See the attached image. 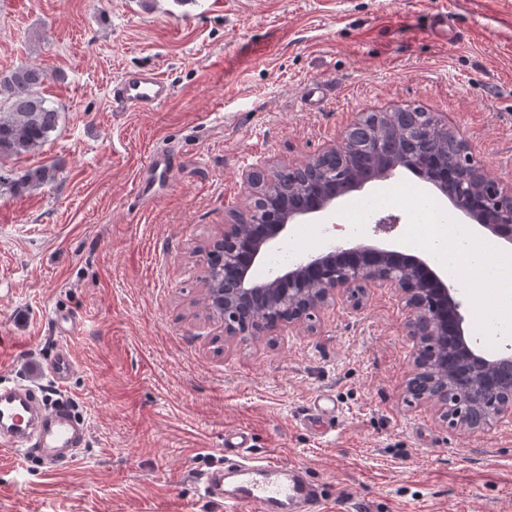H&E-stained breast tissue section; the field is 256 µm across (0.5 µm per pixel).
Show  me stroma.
Returning <instances> with one entry per match:
<instances>
[{"label": "stroma", "instance_id": "1", "mask_svg": "<svg viewBox=\"0 0 512 512\" xmlns=\"http://www.w3.org/2000/svg\"><path fill=\"white\" fill-rule=\"evenodd\" d=\"M439 11L455 19L445 36ZM20 65L51 73L42 93L61 118L5 164L57 176L22 197L0 190V383L67 398L90 437L53 472L0 447V512H225L196 478L237 431L249 455L303 467L325 512H512V421L462 433L406 400L414 343L396 293L230 346L203 300L211 243L243 208L242 170L303 160L360 113L422 107L512 184V0H0V75ZM140 68L172 82L165 105L113 103V82ZM317 81L328 91L313 105ZM158 146L178 162L140 205ZM401 184L437 194L403 169L290 241L320 250L352 205ZM407 228L399 210L360 239L426 253ZM59 346L77 362L62 388L45 371ZM319 395L338 410L323 435L304 421Z\"/></svg>", "mask_w": 512, "mask_h": 512}]
</instances>
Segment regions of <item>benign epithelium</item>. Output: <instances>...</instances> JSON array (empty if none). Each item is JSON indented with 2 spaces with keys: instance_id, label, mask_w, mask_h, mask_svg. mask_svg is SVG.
I'll use <instances>...</instances> for the list:
<instances>
[{
  "instance_id": "obj_1",
  "label": "benign epithelium",
  "mask_w": 512,
  "mask_h": 512,
  "mask_svg": "<svg viewBox=\"0 0 512 512\" xmlns=\"http://www.w3.org/2000/svg\"><path fill=\"white\" fill-rule=\"evenodd\" d=\"M418 117L417 112H363L340 141L299 164L244 169L245 213H254L267 197L279 199L280 205L269 224H242L235 218L224 225L210 250L212 256L222 255L224 263L208 266L204 300L207 310L224 320L229 343L246 335L262 339L263 330L283 321L285 313L288 325H305L312 313L339 301L359 308L370 288H391L408 310L406 335L415 343L406 395L430 405L453 429L484 431L512 419V345L493 357L485 355L478 338L466 335L455 289L440 275L426 274L424 258L405 257L378 244L348 248L334 240L323 252L274 268L262 280L251 274L269 252L280 248L291 226L310 214L332 211L337 199L363 186L359 179L337 192L323 191L361 144L367 146L376 172H416L448 197L454 209L511 246L512 186L490 178L473 160L468 140L438 118L433 126L449 142L442 163L458 186L448 187V178L426 171L425 163H413L405 145L416 133Z\"/></svg>"
}]
</instances>
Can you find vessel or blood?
<instances>
[{"label": "vessel or blood", "instance_id": "1", "mask_svg": "<svg viewBox=\"0 0 512 512\" xmlns=\"http://www.w3.org/2000/svg\"><path fill=\"white\" fill-rule=\"evenodd\" d=\"M170 81L151 69L125 73L112 86L113 101L135 109H152L169 101ZM174 160L166 147L155 148L140 173L134 197L148 201L155 189L156 173H168ZM76 370V361L66 348H59L48 364L57 385H65ZM89 435L84 419L75 416L69 401L49 400L34 383L0 385V446L14 448L41 463L61 469L75 462ZM248 437L225 436L224 445L237 449L232 469H214L203 474L201 496L224 504L229 512L240 505L253 512H285L288 505L303 503L306 512H323L322 499L299 479L295 468L267 457L255 459L244 452Z\"/></svg>", "mask_w": 512, "mask_h": 512}]
</instances>
